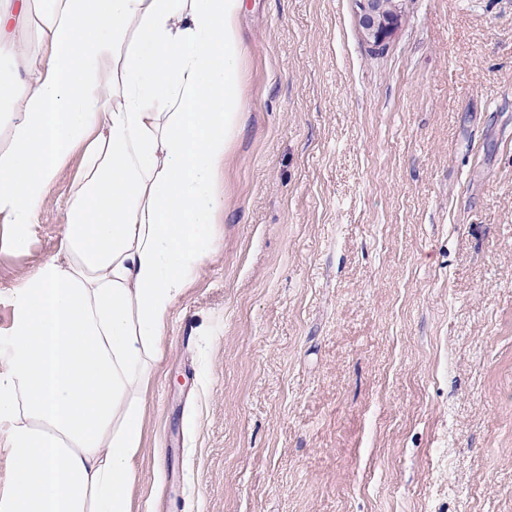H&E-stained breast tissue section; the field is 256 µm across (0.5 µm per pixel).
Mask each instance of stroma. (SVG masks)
<instances>
[{
    "label": "stroma",
    "instance_id": "obj_1",
    "mask_svg": "<svg viewBox=\"0 0 512 512\" xmlns=\"http://www.w3.org/2000/svg\"><path fill=\"white\" fill-rule=\"evenodd\" d=\"M245 0L218 249L175 300L131 512H512V0ZM54 178L9 293L58 248ZM355 1L365 35L374 46H381L398 19L394 0Z\"/></svg>",
    "mask_w": 512,
    "mask_h": 512
}]
</instances>
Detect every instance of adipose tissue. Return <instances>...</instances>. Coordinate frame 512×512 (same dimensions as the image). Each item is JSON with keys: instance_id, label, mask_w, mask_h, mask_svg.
Masks as SVG:
<instances>
[{"instance_id": "obj_1", "label": "adipose tissue", "mask_w": 512, "mask_h": 512, "mask_svg": "<svg viewBox=\"0 0 512 512\" xmlns=\"http://www.w3.org/2000/svg\"><path fill=\"white\" fill-rule=\"evenodd\" d=\"M0 0V239L26 251L80 172L57 253L10 291L0 512H130L150 371L215 251L241 128L245 0ZM38 42H31L29 28Z\"/></svg>"}]
</instances>
